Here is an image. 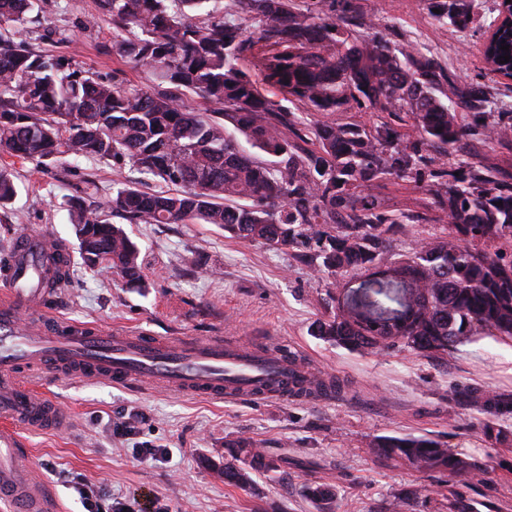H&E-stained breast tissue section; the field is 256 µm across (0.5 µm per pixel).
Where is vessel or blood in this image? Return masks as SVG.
Segmentation results:
<instances>
[{"label":"vessel or blood","instance_id":"1","mask_svg":"<svg viewBox=\"0 0 512 512\" xmlns=\"http://www.w3.org/2000/svg\"><path fill=\"white\" fill-rule=\"evenodd\" d=\"M0 270V499L15 512H60L34 467L25 434L69 432L65 410L46 392L66 379L127 388L260 402L289 398L288 377L304 374L277 347L240 336H154L67 320L42 325L49 294L41 282L57 248L46 234L14 240Z\"/></svg>","mask_w":512,"mask_h":512}]
</instances>
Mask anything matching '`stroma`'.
Returning a JSON list of instances; mask_svg holds the SVG:
<instances>
[{
    "label": "stroma",
    "instance_id": "obj_1",
    "mask_svg": "<svg viewBox=\"0 0 512 512\" xmlns=\"http://www.w3.org/2000/svg\"><path fill=\"white\" fill-rule=\"evenodd\" d=\"M373 34L433 49L439 63L460 80L492 86L512 109V81L490 75L481 47L485 29L464 32L437 25L427 0H358ZM30 46L74 56L84 68L111 79L123 69L133 84L143 73L113 58L112 16L101 0H63L48 18L24 24ZM11 165L18 194L0 209V251L15 234L42 232L76 251L67 201L85 181L101 195L135 180L127 167L80 162L43 167L0 153ZM391 213L417 211L423 224L403 225L388 249L400 258L432 234L442 233L430 193L385 179L373 189ZM144 287L126 284L74 259L73 274L53 302V316L86 325L143 328L160 336H206L224 331L253 346L269 340L295 348L314 371L339 379L341 394L313 400L219 402L203 397L137 393L108 382L65 380L52 394L73 421L68 434H27L32 462L56 491L61 512H84L69 485L78 475L89 487L107 485L125 512H315L306 487L330 485L334 512H386L401 490L428 488L413 512H448V495L477 502L479 512H512V447L489 444L477 411L455 404L461 385L512 391V341L477 335L430 359L401 349L351 352L312 333L334 309L333 279L313 272L293 250L273 251L230 237L215 224H130ZM428 436L454 453L486 461L484 481L469 486L445 473L422 474L376 459L381 436ZM249 438L280 459L249 488L226 484L218 474L230 445Z\"/></svg>",
    "mask_w": 512,
    "mask_h": 512
}]
</instances>
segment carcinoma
<instances>
[{"mask_svg":"<svg viewBox=\"0 0 512 512\" xmlns=\"http://www.w3.org/2000/svg\"><path fill=\"white\" fill-rule=\"evenodd\" d=\"M102 0L112 14L110 51L141 70L128 83L120 69L106 81L70 55L34 50L23 38L0 40V151L43 165L85 161L128 165L141 175L102 197L87 182L68 203L69 223L83 265L143 286L139 248L114 214L129 224H217L242 242L272 249L305 248L311 268L328 277L349 273L407 277L413 288L382 285L364 294L368 315L336 300V311L313 334L348 351L401 348L422 357L448 353L477 333L512 339V182L460 158L473 137L512 141V110L479 81L454 80L431 52L376 35L353 0ZM50 15L60 0H0V24H19L32 10ZM440 13H435V10ZM441 25L477 22L473 0H428ZM245 11L252 32L236 22ZM498 39L487 49L503 71L512 68V29L492 19ZM509 50L501 49L502 44ZM327 116L353 106L389 112L397 122L368 129L328 121L305 123L263 92ZM195 94L210 108L188 109ZM470 114L458 124L456 107ZM410 126L412 133L405 132ZM249 144L246 151L239 138ZM448 157L434 170L433 150ZM392 176L434 192L446 229L399 261L384 251L401 224L427 221L417 213L383 210L370 187ZM156 189H149L150 184ZM17 194L12 171L0 168V208ZM305 398L341 390L322 376L295 380ZM455 401L481 415V432L512 445L502 422L512 419V393L463 388ZM224 461V481L251 482L249 471H272L275 460L238 440ZM379 460L425 473L447 472L472 483L487 465L453 454L425 436H384L371 448ZM307 497L327 512L333 493L312 483ZM422 495L403 491L392 512H409Z\"/></svg>","mask_w":512,"mask_h":512,"instance_id":"obj_1","label":"carcinoma"}]
</instances>
